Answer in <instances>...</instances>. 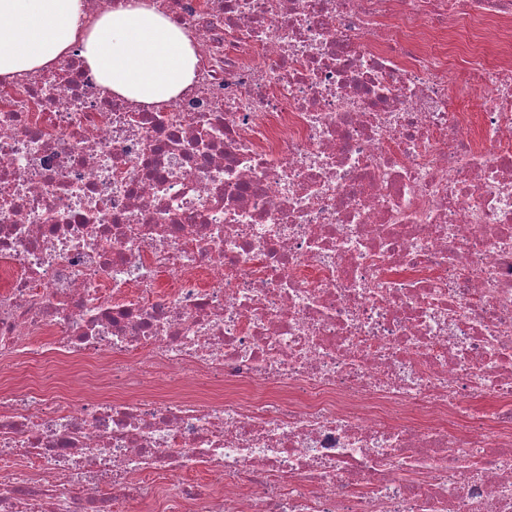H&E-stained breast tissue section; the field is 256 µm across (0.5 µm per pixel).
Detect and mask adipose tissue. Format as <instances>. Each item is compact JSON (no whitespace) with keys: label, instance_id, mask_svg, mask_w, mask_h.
Segmentation results:
<instances>
[{"label":"adipose tissue","instance_id":"adipose-tissue-1","mask_svg":"<svg viewBox=\"0 0 512 512\" xmlns=\"http://www.w3.org/2000/svg\"><path fill=\"white\" fill-rule=\"evenodd\" d=\"M74 47L100 86L135 103L172 102L195 78L191 39L147 0L91 22L84 0H0V76L45 70Z\"/></svg>","mask_w":512,"mask_h":512}]
</instances>
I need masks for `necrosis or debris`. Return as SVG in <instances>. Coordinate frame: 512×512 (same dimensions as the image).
Instances as JSON below:
<instances>
[{
  "label": "necrosis or debris",
  "mask_w": 512,
  "mask_h": 512,
  "mask_svg": "<svg viewBox=\"0 0 512 512\" xmlns=\"http://www.w3.org/2000/svg\"><path fill=\"white\" fill-rule=\"evenodd\" d=\"M152 3L0 79V512H512V0ZM144 1L126 0L87 23L84 0H0V76L42 72L76 46L114 94L145 104L176 100L195 78L196 49Z\"/></svg>",
  "instance_id": "necrosis-or-debris-1"
}]
</instances>
